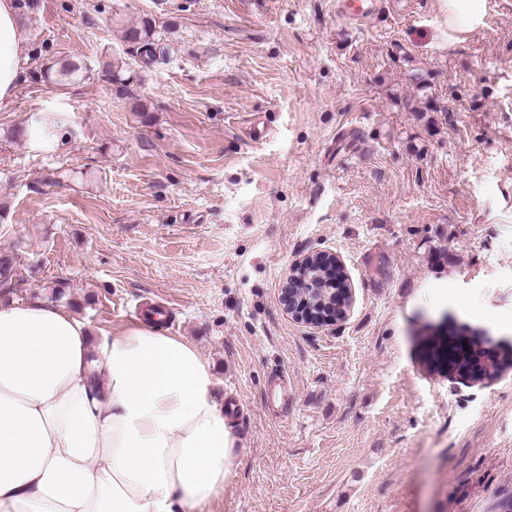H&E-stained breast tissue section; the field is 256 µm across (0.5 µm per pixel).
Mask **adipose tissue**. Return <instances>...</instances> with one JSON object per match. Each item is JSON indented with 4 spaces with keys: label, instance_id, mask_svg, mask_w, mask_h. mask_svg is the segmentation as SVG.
Wrapping results in <instances>:
<instances>
[{
    "label": "adipose tissue",
    "instance_id": "obj_1",
    "mask_svg": "<svg viewBox=\"0 0 512 512\" xmlns=\"http://www.w3.org/2000/svg\"><path fill=\"white\" fill-rule=\"evenodd\" d=\"M446 4L464 41L485 0ZM17 13L0 0V102L20 76ZM243 451L209 365L161 315L98 342L64 307L0 302V512H207Z\"/></svg>",
    "mask_w": 512,
    "mask_h": 512
}]
</instances>
